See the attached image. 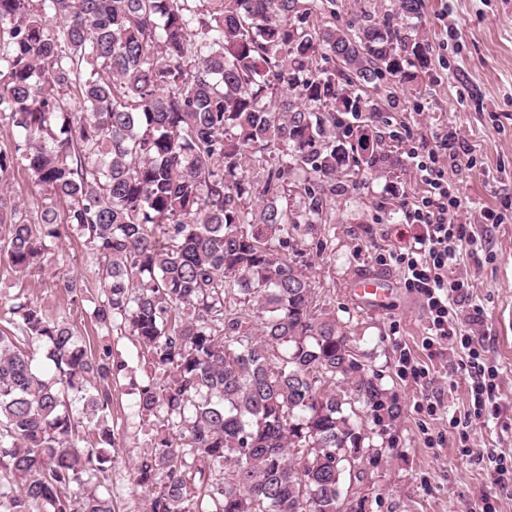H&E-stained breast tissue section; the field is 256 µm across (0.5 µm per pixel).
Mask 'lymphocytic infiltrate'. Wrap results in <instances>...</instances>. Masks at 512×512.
Returning <instances> with one entry per match:
<instances>
[{
    "label": "lymphocytic infiltrate",
    "mask_w": 512,
    "mask_h": 512,
    "mask_svg": "<svg viewBox=\"0 0 512 512\" xmlns=\"http://www.w3.org/2000/svg\"><path fill=\"white\" fill-rule=\"evenodd\" d=\"M420 178L426 187L407 218L421 225L423 231L412 243L389 253L390 259L401 266L406 288L420 295L429 313L428 331L432 339L456 335L457 309L469 299L467 284L454 274L457 258L473 237L466 225L449 219V211L459 209L461 203L451 192L448 174L435 162L418 166ZM472 373L470 406L475 419H483L499 387L497 369L485 367L477 348L469 350Z\"/></svg>",
    "instance_id": "obj_1"
}]
</instances>
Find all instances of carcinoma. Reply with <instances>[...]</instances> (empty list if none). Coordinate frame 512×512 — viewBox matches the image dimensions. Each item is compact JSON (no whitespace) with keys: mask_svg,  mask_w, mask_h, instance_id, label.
<instances>
[{"mask_svg":"<svg viewBox=\"0 0 512 512\" xmlns=\"http://www.w3.org/2000/svg\"><path fill=\"white\" fill-rule=\"evenodd\" d=\"M212 2L0 0V188L22 169L39 193L34 209L0 194V262L23 278L72 237L96 255L90 318L149 367L134 404L156 428L135 471L147 512H365L343 508L361 480L347 454L379 455L364 417L400 407L315 311L288 241L336 182L397 165L363 88L429 68L422 0L317 30L306 17L335 0ZM56 287L83 301L78 276ZM18 288L0 327V512H114L127 365Z\"/></svg>","mask_w":512,"mask_h":512,"instance_id":"carcinoma-1","label":"carcinoma"}]
</instances>
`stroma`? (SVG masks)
Returning a JSON list of instances; mask_svg holds the SVG:
<instances>
[{
  "mask_svg": "<svg viewBox=\"0 0 512 512\" xmlns=\"http://www.w3.org/2000/svg\"><path fill=\"white\" fill-rule=\"evenodd\" d=\"M419 29L431 66L417 90L387 79L368 90L381 109L383 145L398 166L365 172L329 196L313 230L290 242L288 253L313 281L318 309L335 316L358 361L402 408L375 438L382 456L362 464L367 512H481L486 493L498 512H512V481L490 478L496 460L512 461V0H423ZM431 152L447 167L479 241L477 250H463L455 273L471 284L470 303L480 318L461 313L458 335L427 350L425 310L386 253L419 232L404 213L425 190L415 158ZM487 210L502 223H484ZM61 253L53 270L25 279L0 263V292L23 282L27 296L49 314L69 320L91 341L111 340L132 367L131 377L112 387V489L116 512H146L134 468L152 432L131 407L147 366L133 337L107 334L53 288V274L70 273L84 278L87 301L100 293L96 258L83 241H65ZM363 274L390 281L394 294L384 308L360 306L352 296ZM469 335L486 365L504 374L495 392L500 413L486 424L466 419L470 379L461 340ZM404 348L424 376L402 372Z\"/></svg>",
  "mask_w": 512,
  "mask_h": 512,
  "instance_id": "1",
  "label": "stroma"
}]
</instances>
